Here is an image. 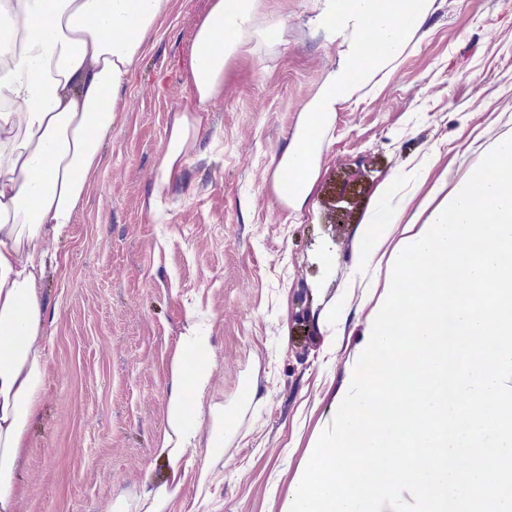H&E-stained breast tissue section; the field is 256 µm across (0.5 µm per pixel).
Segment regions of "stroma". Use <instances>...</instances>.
<instances>
[{
  "label": "stroma",
  "instance_id": "35a3bbf8",
  "mask_svg": "<svg viewBox=\"0 0 512 512\" xmlns=\"http://www.w3.org/2000/svg\"><path fill=\"white\" fill-rule=\"evenodd\" d=\"M426 36L383 90L315 128L320 170L301 212L272 183L299 114L336 63L317 0H263L277 19L232 61L188 161L149 211L168 130L190 107L184 61L210 0H172L105 136L73 224L47 250V374L27 434L18 512H111L161 479L169 366L205 341L198 438L171 512H281L310 440L335 413L370 307L359 233L441 153L471 173L512 121V0H437ZM229 433L209 451L212 406ZM208 480L199 483L200 468Z\"/></svg>",
  "mask_w": 512,
  "mask_h": 512
}]
</instances>
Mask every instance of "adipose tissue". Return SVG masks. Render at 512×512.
I'll list each match as a JSON object with an SVG mask.
<instances>
[{"mask_svg": "<svg viewBox=\"0 0 512 512\" xmlns=\"http://www.w3.org/2000/svg\"><path fill=\"white\" fill-rule=\"evenodd\" d=\"M261 0H211L186 61L198 107L224 92L232 56L259 29ZM437 0H321L315 27L337 49L336 65L302 109L279 158L276 193L300 209L318 176L321 141L312 129L351 102L382 91L416 50ZM171 0H0V512H16L25 436L45 383L46 308L41 292L48 236L74 223L98 167L118 100L144 56V42ZM385 43L365 50L368 33ZM200 117L177 116L159 167L163 193L188 160ZM449 192L440 171L413 212L385 223L414 236ZM166 430L158 450L164 480L146 487L140 512H169L195 433L185 425L180 356L170 363Z\"/></svg>", "mask_w": 512, "mask_h": 512, "instance_id": "adipose-tissue-1", "label": "adipose tissue"}]
</instances>
